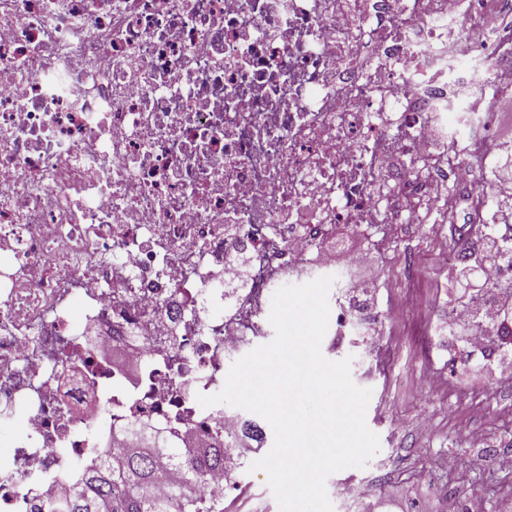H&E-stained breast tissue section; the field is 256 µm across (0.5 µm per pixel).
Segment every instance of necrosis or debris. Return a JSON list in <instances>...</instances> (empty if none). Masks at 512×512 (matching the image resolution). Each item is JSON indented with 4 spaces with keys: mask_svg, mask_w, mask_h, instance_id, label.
<instances>
[{
    "mask_svg": "<svg viewBox=\"0 0 512 512\" xmlns=\"http://www.w3.org/2000/svg\"><path fill=\"white\" fill-rule=\"evenodd\" d=\"M498 26L497 0H0V512L58 496L142 421L176 448L229 436L193 490H237L257 450L197 397L265 335L273 288L335 270L337 225L422 223L380 181L398 167L469 188L482 223L486 148L428 154L488 124L482 85L512 88L472 66ZM379 316L345 295L327 333ZM462 326L504 358L466 306L436 322Z\"/></svg>",
    "mask_w": 512,
    "mask_h": 512,
    "instance_id": "necrosis-or-debris-1",
    "label": "necrosis or debris"
}]
</instances>
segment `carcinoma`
I'll use <instances>...</instances> for the list:
<instances>
[{"label":"carcinoma","instance_id":"carcinoma-1","mask_svg":"<svg viewBox=\"0 0 512 512\" xmlns=\"http://www.w3.org/2000/svg\"><path fill=\"white\" fill-rule=\"evenodd\" d=\"M162 433L159 425H143L128 435L123 456L83 469L63 495L36 504L34 512H224V507L185 489L159 497L152 484L180 468L186 458L192 464L189 480L198 482L205 473L224 467L232 450L230 440L217 434L190 457L180 448L161 444ZM116 485L124 488L119 497L112 493Z\"/></svg>","mask_w":512,"mask_h":512}]
</instances>
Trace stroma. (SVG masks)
Instances as JSON below:
<instances>
[{
  "label": "stroma",
  "mask_w": 512,
  "mask_h": 512,
  "mask_svg": "<svg viewBox=\"0 0 512 512\" xmlns=\"http://www.w3.org/2000/svg\"><path fill=\"white\" fill-rule=\"evenodd\" d=\"M468 205L453 223L442 214L427 215L426 227L391 225L386 244L374 248L355 225L340 224L337 237L370 248L382 273L376 288L381 309L399 307L400 320L386 323L377 361L367 362L360 347L343 345L326 352L328 360L351 358V377L371 389L366 424L380 443L377 454L361 468L331 474L326 488L334 512H431L444 497L468 502L479 493L486 512H512V472L501 460L512 455V376L492 373L488 362L474 357L459 362L443 355L435 323L441 310L465 294L463 281H451L456 262L438 260L439 235L456 241ZM370 488L365 504L344 494L346 483Z\"/></svg>",
  "instance_id": "obj_1"
}]
</instances>
